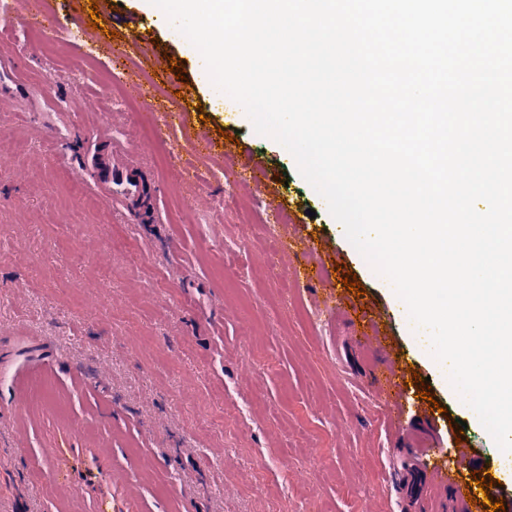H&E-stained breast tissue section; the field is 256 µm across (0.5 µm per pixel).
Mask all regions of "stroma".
Instances as JSON below:
<instances>
[{"label":"stroma","mask_w":512,"mask_h":512,"mask_svg":"<svg viewBox=\"0 0 512 512\" xmlns=\"http://www.w3.org/2000/svg\"><path fill=\"white\" fill-rule=\"evenodd\" d=\"M6 5L0 36L11 44L0 45V71L18 91L0 95V352L13 357L0 369V401L17 370L26 397L22 417L0 421V512H102L105 494L115 512H294L303 490L308 512H431L398 492L384 406L356 383L373 369L354 347L356 326L315 332L300 314L317 306L305 284L298 309L277 303L261 235L233 257L235 278L209 259L210 246L243 230L238 213L220 207L216 161L195 150L200 136L223 144L227 127L238 143L234 168L261 165L292 224L340 254L327 287L355 274L361 291L348 302L380 310L402 360L429 378V398L418 397L417 383L406 389L423 410L445 408L439 450L449 464L462 435L481 457L478 475L499 471L505 451L451 393L427 330L341 240L293 156L240 122L234 106L215 107L221 91L201 82L200 57L174 26L121 0L109 15L72 18L83 30L98 21L91 41L64 32L45 49L25 0ZM130 28L148 41L118 56L109 34ZM85 67L97 81L77 78ZM143 75L159 112H187V125L158 131L113 108V89ZM103 128L158 184L152 221L105 204L81 176L86 139ZM183 167L194 178L182 185ZM187 198L210 223L178 222ZM104 222L114 241L99 237ZM85 466L102 474L96 487L81 480Z\"/></svg>","instance_id":"1"}]
</instances>
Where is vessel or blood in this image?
I'll list each match as a JSON object with an SVG mask.
<instances>
[{"label": "vessel or blood", "instance_id": "b4317fda", "mask_svg": "<svg viewBox=\"0 0 512 512\" xmlns=\"http://www.w3.org/2000/svg\"><path fill=\"white\" fill-rule=\"evenodd\" d=\"M121 146L109 151L89 150L86 175L100 190L105 202L121 199L132 206L135 213L146 215L147 202L155 193L154 184L145 181L119 159ZM299 258L295 271L303 279L323 280L327 268L326 250L306 245L299 234L288 237ZM327 315L343 320L351 319L352 308L343 294L326 292L319 299ZM358 349L373 353L378 373L374 378L375 392L385 403L391 429L402 444L412 446L413 452L398 475V486L404 498L411 503L428 501L432 512H493L490 503L497 500L496 488L481 491L465 478V471L478 468V461L467 448H460L458 466H449L445 457L437 453L442 426L431 414L416 413L414 422L405 419L406 403L403 399L407 368L399 358L394 345L388 343L380 320L371 319L361 324L356 341Z\"/></svg>", "mask_w": 512, "mask_h": 512}]
</instances>
